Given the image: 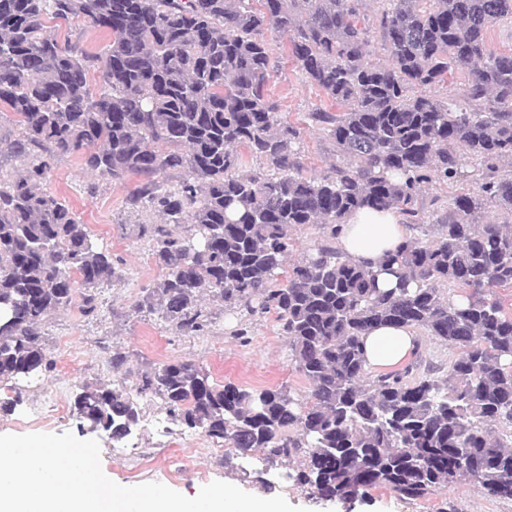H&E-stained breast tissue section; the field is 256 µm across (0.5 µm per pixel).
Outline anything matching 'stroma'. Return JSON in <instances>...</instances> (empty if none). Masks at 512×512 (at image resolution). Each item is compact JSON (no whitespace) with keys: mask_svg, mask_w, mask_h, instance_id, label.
<instances>
[{"mask_svg":"<svg viewBox=\"0 0 512 512\" xmlns=\"http://www.w3.org/2000/svg\"><path fill=\"white\" fill-rule=\"evenodd\" d=\"M268 40L274 66L270 92L280 104L283 119L303 130L300 150L307 172L328 170L339 160L336 145L326 133L311 128L309 114L330 108L331 103L296 66L286 39L272 33ZM47 186L86 224L95 242L122 260L124 279L102 288L98 316H85L76 300L47 318L42 331L51 366L39 375L6 381L11 394L9 399H0V434L69 431L81 439L93 438L100 444L102 469L114 482L135 486L166 481L171 489L186 496L219 480L262 498L284 496L309 512H512V500L488 496L470 483L434 490L419 501L400 499L382 488L369 489L365 497L349 504L326 501L295 484L291 465L271 467L261 456L244 458L229 447L221 457H208L199 449L202 432L198 429L177 425L165 432L150 430L151 421L167 417L161 400L153 397L140 399L135 432L120 441L102 430L80 429L71 413L54 420L37 415L34 408L45 394L69 403L77 383L112 382L110 359L116 352L128 357L125 386L129 389L142 374L174 360L194 363L208 373L210 382L220 385L230 383L254 392L283 386L298 399L304 398L309 388L289 360L288 340L281 336L274 315H251L241 309L228 312L220 303L209 302L205 309L212 316V324L207 333L186 336L174 325L136 311L143 289L156 287L163 272L148 238L140 234L142 225L152 222V215L125 204L133 182L102 184L84 170L79 158L68 157L55 163ZM478 192V184L471 180L431 186L417 203L420 223L408 226V234L437 239L432 198L438 196L448 202L457 195ZM240 328L246 329L247 342L236 337ZM67 353L76 361L65 372L61 359ZM168 468L181 471V478L167 481L164 471Z\"/></svg>","mask_w":512,"mask_h":512,"instance_id":"35a3bbf8","label":"stroma"}]
</instances>
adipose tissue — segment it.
<instances>
[{"mask_svg": "<svg viewBox=\"0 0 512 512\" xmlns=\"http://www.w3.org/2000/svg\"><path fill=\"white\" fill-rule=\"evenodd\" d=\"M407 234L397 213L363 209L350 215L336 227V247L356 263L377 269L379 288L396 287L397 279L381 270L385 254L398 248ZM366 358L373 367H395L403 364L418 349L413 327L383 325L364 337Z\"/></svg>", "mask_w": 512, "mask_h": 512, "instance_id": "adipose-tissue-1", "label": "adipose tissue"}]
</instances>
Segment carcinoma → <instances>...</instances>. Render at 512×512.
<instances>
[{
    "label": "carcinoma",
    "instance_id": "cac0c4a2",
    "mask_svg": "<svg viewBox=\"0 0 512 512\" xmlns=\"http://www.w3.org/2000/svg\"><path fill=\"white\" fill-rule=\"evenodd\" d=\"M78 19L109 34L104 52L54 34ZM496 24L512 27V0H385L371 15L362 0H0V106L16 118L8 149L24 163L0 181V381L47 370L42 325L72 304L75 283L93 316L97 291L123 279L47 188L52 163L75 156L107 183L137 179L126 205L160 220L141 235L165 278L138 311L186 336L208 328L206 297L273 312L310 385L302 402L174 361L142 375L134 395L79 385L82 424L119 440L137 424L134 396H156L181 426L296 464V484L324 500L364 487L417 500L466 480L512 499V307L496 296L512 289V223L470 219L475 196L434 197L440 237L385 255L391 290L334 245L336 225L360 209L417 224L422 192L468 180L467 159L481 196L512 217V177L501 174L512 165V53L489 48ZM267 31L344 107L310 113L342 156L323 173H303L301 128L270 94ZM374 33L383 63L371 59ZM457 73L466 106L427 94ZM242 148L268 169H245ZM172 170L185 175L164 191ZM307 224L327 236L294 259L292 233ZM452 286L465 289L459 304ZM382 324L421 328L456 352L375 375L364 335Z\"/></svg>",
    "mask_w": 512,
    "mask_h": 512
}]
</instances>
